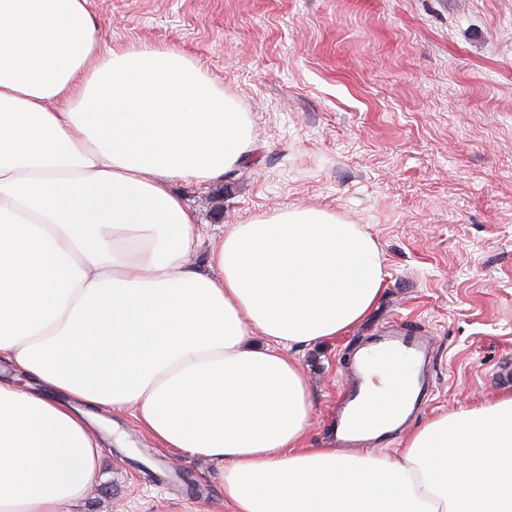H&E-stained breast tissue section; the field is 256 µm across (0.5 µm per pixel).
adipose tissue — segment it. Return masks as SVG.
<instances>
[{
  "label": "adipose tissue",
  "mask_w": 512,
  "mask_h": 512,
  "mask_svg": "<svg viewBox=\"0 0 512 512\" xmlns=\"http://www.w3.org/2000/svg\"><path fill=\"white\" fill-rule=\"evenodd\" d=\"M246 113L186 55L101 46L87 0H0V512H83L102 469L84 407L131 411L209 461L229 512H512V395L397 453L306 434L297 350L379 301L373 236L321 208L228 225L206 264L175 183L220 180Z\"/></svg>",
  "instance_id": "obj_1"
}]
</instances>
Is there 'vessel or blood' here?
<instances>
[{"label": "vessel or blood", "mask_w": 512, "mask_h": 512, "mask_svg": "<svg viewBox=\"0 0 512 512\" xmlns=\"http://www.w3.org/2000/svg\"><path fill=\"white\" fill-rule=\"evenodd\" d=\"M430 346L426 336L411 330H387L356 349L347 360L348 394L340 404L331 428V436L341 448H371L392 438V431L380 429L378 436H364L363 431L377 427L370 417L372 402L369 386L378 375L390 372L404 379L409 393L395 401L392 413L400 416L416 413L432 395L430 381Z\"/></svg>", "instance_id": "vessel-or-blood-1"}]
</instances>
